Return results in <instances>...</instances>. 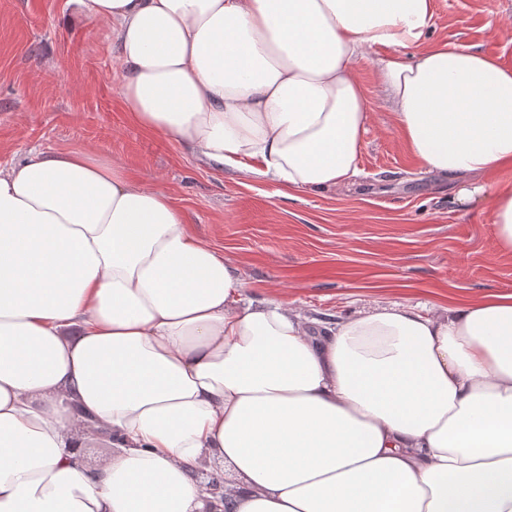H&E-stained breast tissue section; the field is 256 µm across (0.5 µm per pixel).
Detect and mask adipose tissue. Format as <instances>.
Listing matches in <instances>:
<instances>
[{
  "label": "adipose tissue",
  "instance_id": "obj_1",
  "mask_svg": "<svg viewBox=\"0 0 512 512\" xmlns=\"http://www.w3.org/2000/svg\"><path fill=\"white\" fill-rule=\"evenodd\" d=\"M144 128L296 191L358 173L369 48L428 170L512 252V67L423 49L433 0H67ZM413 48L410 57L401 49ZM250 297L170 197L92 151L0 168V512H512V293L395 302L321 335ZM112 457L90 465L91 431Z\"/></svg>",
  "mask_w": 512,
  "mask_h": 512
}]
</instances>
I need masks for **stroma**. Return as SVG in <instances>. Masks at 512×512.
Masks as SVG:
<instances>
[{"mask_svg":"<svg viewBox=\"0 0 512 512\" xmlns=\"http://www.w3.org/2000/svg\"><path fill=\"white\" fill-rule=\"evenodd\" d=\"M67 15V0H0V168L33 150L94 148L155 180L251 294L320 325L394 301L512 292V253L496 244L487 201L460 204L461 182L404 147L376 67L384 49L354 64L371 115L354 185L291 192L133 124L106 26ZM429 41L472 44L512 67V0H434Z\"/></svg>","mask_w":512,"mask_h":512,"instance_id":"1","label":"stroma"}]
</instances>
